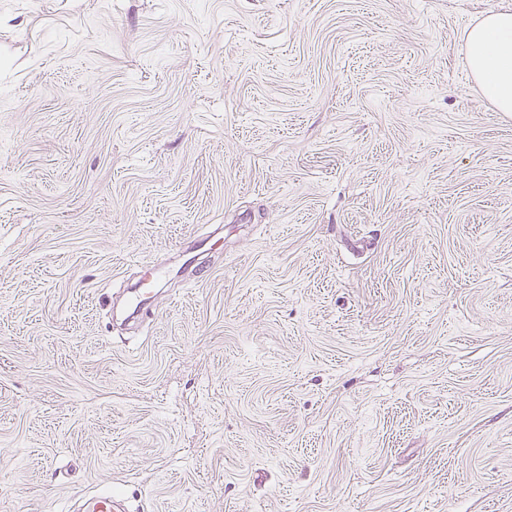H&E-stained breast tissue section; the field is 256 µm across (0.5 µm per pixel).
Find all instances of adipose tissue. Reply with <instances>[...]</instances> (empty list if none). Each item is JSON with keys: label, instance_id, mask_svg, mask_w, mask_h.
<instances>
[{"label": "adipose tissue", "instance_id": "adipose-tissue-1", "mask_svg": "<svg viewBox=\"0 0 512 512\" xmlns=\"http://www.w3.org/2000/svg\"><path fill=\"white\" fill-rule=\"evenodd\" d=\"M468 66L483 96L499 112H512V9L494 10L463 38Z\"/></svg>", "mask_w": 512, "mask_h": 512}]
</instances>
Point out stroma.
<instances>
[{
	"mask_svg": "<svg viewBox=\"0 0 512 512\" xmlns=\"http://www.w3.org/2000/svg\"><path fill=\"white\" fill-rule=\"evenodd\" d=\"M507 6L0 0V512H512ZM463 51L483 96L512 112V9L494 10L463 37Z\"/></svg>",
	"mask_w": 512,
	"mask_h": 512,
	"instance_id": "obj_1",
	"label": "stroma"
}]
</instances>
